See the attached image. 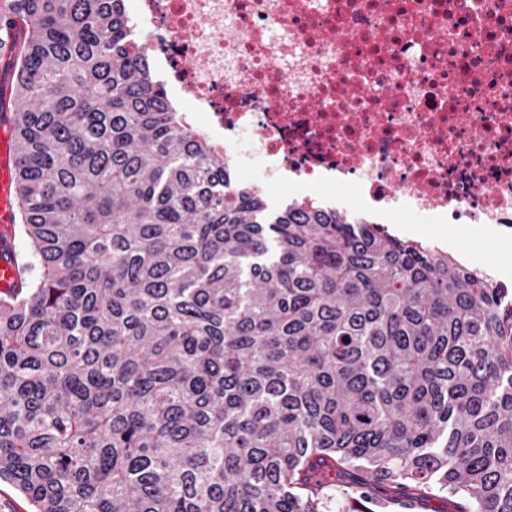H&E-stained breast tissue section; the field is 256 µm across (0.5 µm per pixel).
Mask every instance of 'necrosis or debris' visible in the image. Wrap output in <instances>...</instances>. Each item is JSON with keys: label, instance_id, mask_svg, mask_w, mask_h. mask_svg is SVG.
I'll use <instances>...</instances> for the list:
<instances>
[{"label": "necrosis or debris", "instance_id": "1", "mask_svg": "<svg viewBox=\"0 0 512 512\" xmlns=\"http://www.w3.org/2000/svg\"><path fill=\"white\" fill-rule=\"evenodd\" d=\"M194 134L246 166L358 185L512 235V0H124Z\"/></svg>", "mask_w": 512, "mask_h": 512}]
</instances>
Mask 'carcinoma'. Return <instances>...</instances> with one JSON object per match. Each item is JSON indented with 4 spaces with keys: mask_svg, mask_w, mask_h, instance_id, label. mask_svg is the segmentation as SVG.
<instances>
[{
    "mask_svg": "<svg viewBox=\"0 0 512 512\" xmlns=\"http://www.w3.org/2000/svg\"><path fill=\"white\" fill-rule=\"evenodd\" d=\"M123 0H0L18 283L0 482L30 512H329L334 473L512 512V292L351 210L268 211Z\"/></svg>",
    "mask_w": 512,
    "mask_h": 512,
    "instance_id": "obj_1",
    "label": "carcinoma"
}]
</instances>
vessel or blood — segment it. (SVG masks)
I'll use <instances>...</instances> for the list:
<instances>
[{"label": "vessel or blood", "instance_id": "b4317fda", "mask_svg": "<svg viewBox=\"0 0 512 512\" xmlns=\"http://www.w3.org/2000/svg\"><path fill=\"white\" fill-rule=\"evenodd\" d=\"M11 133L9 117L0 118V289L10 287L18 278L16 254L12 247L15 211L12 202Z\"/></svg>", "mask_w": 512, "mask_h": 512}]
</instances>
